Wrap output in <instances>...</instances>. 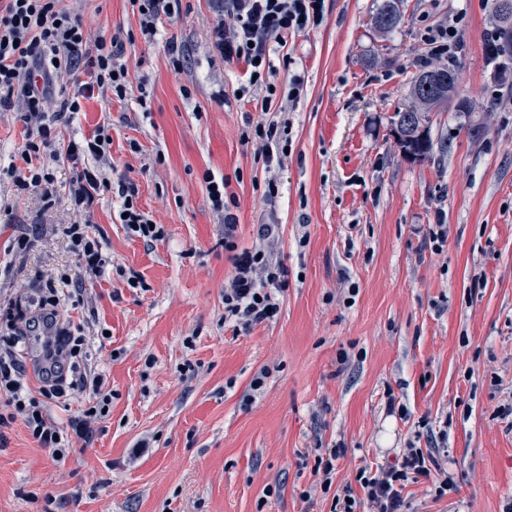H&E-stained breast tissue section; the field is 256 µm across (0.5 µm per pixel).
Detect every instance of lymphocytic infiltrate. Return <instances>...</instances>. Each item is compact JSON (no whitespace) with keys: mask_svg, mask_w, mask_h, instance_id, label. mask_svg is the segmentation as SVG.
I'll list each match as a JSON object with an SVG mask.
<instances>
[{"mask_svg":"<svg viewBox=\"0 0 512 512\" xmlns=\"http://www.w3.org/2000/svg\"><path fill=\"white\" fill-rule=\"evenodd\" d=\"M220 20L211 29V44L228 64L243 65L247 81L242 92L254 95L255 107L263 112L290 111L305 93L304 79L292 73L287 83L278 80L273 57L286 47L289 37L319 27L325 18L326 0H216ZM126 43L121 34L92 33L83 20L64 7L62 0H7L0 10V108L21 100L20 115L27 130L21 152L23 167L8 170L18 190L39 188L50 191L52 176L44 167L32 165L33 156L50 147L54 128L46 121V111L59 106L61 112H78L82 102L94 93H108L123 101L137 97L146 102L145 84H134L125 59ZM73 83L72 96L58 98L60 81ZM289 135L288 120L247 125L241 133L244 143L259 145L267 169L281 161L278 148ZM203 180L213 209L224 215V249L231 255L232 273L224 286V320L237 329L274 319L280 311V297L288 288V267L277 257L273 244L275 227L256 228L252 247L237 244L238 201L229 193L228 177L204 172ZM122 200L123 223L128 232L145 242L163 239L164 229L138 205V189L130 181L117 182ZM61 233L70 243L85 274L104 272L109 258L87 224H65ZM68 276L48 279L46 306L37 319L55 329L53 342L46 348L41 386L31 392L23 380L24 366L18 346L26 336L25 327L10 323V334L0 341V427L19 421L42 448L58 458L70 449V437L49 415L51 404L66 402L74 392H90L91 397L69 420L71 437L88 439L103 419L104 408L112 404V393L105 378L80 370L89 339L84 331H71L58 325L59 285L69 284ZM448 454V429H427L425 447L407 442L405 448L374 473L359 471L356 484L334 490L338 512H356L359 501H367L372 512H405L403 490L407 484L426 481L437 496L454 490L456 482L443 465Z\"/></svg>","mask_w":512,"mask_h":512,"instance_id":"f902f5d3","label":"lymphocytic infiltrate"}]
</instances>
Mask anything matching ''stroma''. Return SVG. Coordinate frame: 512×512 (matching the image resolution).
Returning <instances> with one entry per match:
<instances>
[{
    "label": "stroma",
    "mask_w": 512,
    "mask_h": 512,
    "mask_svg": "<svg viewBox=\"0 0 512 512\" xmlns=\"http://www.w3.org/2000/svg\"><path fill=\"white\" fill-rule=\"evenodd\" d=\"M379 3L328 0L319 27L289 37L306 91L270 175L240 139L263 114L235 95L242 67L211 46L209 0H182L153 43L139 37L128 0H64L93 31L133 33L126 57L149 97L94 94L57 118L60 140L108 124L107 178L137 185L165 237L129 235L117 193L101 191L91 220L110 264L104 276L81 274L57 230L82 221L69 195L76 167L45 157L51 195L18 191L5 170L21 163L24 124L19 109L0 111V327L8 314L34 313L42 274L71 276L80 296L62 315L91 335L84 366L112 390L108 416L65 459L21 422L0 432V512H330L363 462L386 461L443 421L457 486L439 498L430 483L408 484L410 512H502L512 502V423L499 415L512 402V96L485 55L491 0H404L387 35L373 24ZM453 21L468 109L433 113L431 136L449 150L413 162L392 117L430 50L427 28ZM169 40L189 56L178 73ZM208 170L233 178L239 245L276 223L289 270L277 318L240 333L224 323L232 263ZM271 176L279 194L268 202ZM436 222L448 226L438 253L420 232ZM134 273L142 287L127 285ZM263 367L266 386L251 395ZM390 394L407 418L387 415ZM339 443L346 453L327 493L313 450Z\"/></svg>",
    "instance_id": "35a3bbf8"
}]
</instances>
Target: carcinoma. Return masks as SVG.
I'll return each instance as SVG.
<instances>
[{"label":"carcinoma","instance_id":"1","mask_svg":"<svg viewBox=\"0 0 512 512\" xmlns=\"http://www.w3.org/2000/svg\"><path fill=\"white\" fill-rule=\"evenodd\" d=\"M499 0H491L492 9L501 20L489 37L486 56L497 63L496 78L503 89H508L507 74H512V13H504L498 7ZM403 0H382L373 17L375 29L388 34L401 24ZM458 60L448 57L445 63L424 66L412 77L409 101L395 112L392 124L406 157L413 161L433 158L434 141L431 137L433 112H443L450 104L456 111H468L467 104L454 101L457 95Z\"/></svg>","mask_w":512,"mask_h":512}]
</instances>
